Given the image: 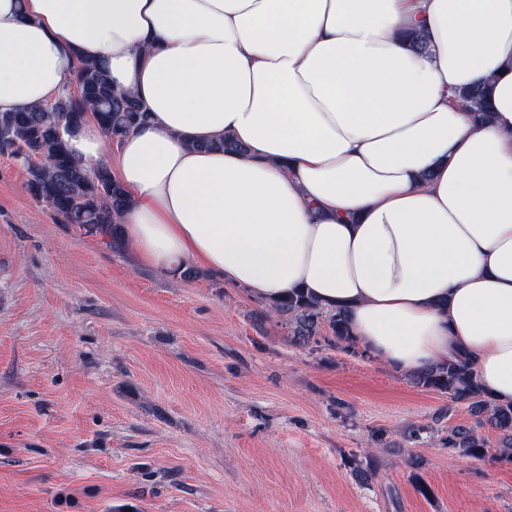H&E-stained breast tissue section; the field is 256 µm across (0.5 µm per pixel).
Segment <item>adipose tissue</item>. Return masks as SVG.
<instances>
[{"mask_svg":"<svg viewBox=\"0 0 512 512\" xmlns=\"http://www.w3.org/2000/svg\"><path fill=\"white\" fill-rule=\"evenodd\" d=\"M81 60L150 114L115 152L92 117L67 138L142 262L303 291L398 371L466 353L512 402V0H0V112ZM460 97L467 103L466 107L471 112H478L484 118L491 109L490 85L482 84L467 88L459 93Z\"/></svg>","mask_w":512,"mask_h":512,"instance_id":"adipose-tissue-1","label":"adipose tissue"}]
</instances>
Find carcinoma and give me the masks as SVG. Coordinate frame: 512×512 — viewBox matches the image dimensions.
<instances>
[{
    "label": "carcinoma",
    "instance_id": "cac0c4a2",
    "mask_svg": "<svg viewBox=\"0 0 512 512\" xmlns=\"http://www.w3.org/2000/svg\"><path fill=\"white\" fill-rule=\"evenodd\" d=\"M76 75V90L63 85L62 93L51 103L0 113V154L14 155L24 150L27 190L66 223L99 235L114 247L123 243L119 217L129 204L127 193L106 166L91 170L76 160L68 150L64 134L76 131L87 113L93 112L106 138L117 143L143 120L144 112L134 97L113 87L106 64L82 61ZM460 97L468 110L482 118L489 114L490 85L467 88L460 92ZM266 313L286 322L299 345L323 340L344 343L349 350L357 347L346 311L341 307L324 311L301 291L267 302ZM416 379L419 385L448 395L452 403H468L474 420L469 426L458 425L448 430L443 438L448 451L479 459L491 455L480 431L488 423L500 438L495 459L512 463V403H497L489 396L470 358L459 355Z\"/></svg>",
    "mask_w": 512,
    "mask_h": 512
}]
</instances>
